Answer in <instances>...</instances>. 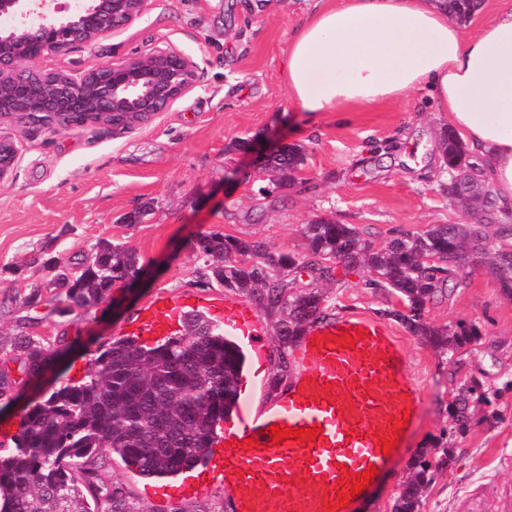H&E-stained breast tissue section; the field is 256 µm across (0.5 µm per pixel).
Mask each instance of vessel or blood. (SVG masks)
<instances>
[{
    "instance_id": "vessel-or-blood-1",
    "label": "vessel or blood",
    "mask_w": 512,
    "mask_h": 512,
    "mask_svg": "<svg viewBox=\"0 0 512 512\" xmlns=\"http://www.w3.org/2000/svg\"><path fill=\"white\" fill-rule=\"evenodd\" d=\"M186 317L179 301L146 305L137 328L143 341L177 334ZM213 325L259 344L253 310L244 304L212 305ZM360 327L364 338L354 347L324 343ZM298 365L294 385L277 401L259 410L239 403L237 422L218 437L212 469L222 471L231 512H319L323 503H337L343 471L358 473L376 466L392 471L394 457L384 456L378 435H391L393 420H417L420 387L408 367L403 348L391 328L361 314L318 319L294 346ZM315 428L314 443L284 440L273 444L271 428ZM254 439L244 447L245 439ZM303 484L288 492L292 473Z\"/></svg>"
}]
</instances>
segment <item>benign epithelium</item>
<instances>
[{
  "mask_svg": "<svg viewBox=\"0 0 512 512\" xmlns=\"http://www.w3.org/2000/svg\"><path fill=\"white\" fill-rule=\"evenodd\" d=\"M145 0H0V124L21 123L45 130L103 125L135 129L196 85L197 66L171 48L128 57L108 67L73 75L33 63L84 48L132 26ZM90 84L87 100L76 88Z\"/></svg>",
  "mask_w": 512,
  "mask_h": 512,
  "instance_id": "1",
  "label": "benign epithelium"
}]
</instances>
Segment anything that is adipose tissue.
Masks as SVG:
<instances>
[{
    "label": "adipose tissue",
    "mask_w": 512,
    "mask_h": 512,
    "mask_svg": "<svg viewBox=\"0 0 512 512\" xmlns=\"http://www.w3.org/2000/svg\"><path fill=\"white\" fill-rule=\"evenodd\" d=\"M285 81L315 115L426 89L512 207V0L473 30L433 0H322L291 39Z\"/></svg>",
    "instance_id": "obj_1"
}]
</instances>
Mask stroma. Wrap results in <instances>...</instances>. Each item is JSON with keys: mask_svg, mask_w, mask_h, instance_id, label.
Segmentation results:
<instances>
[{"mask_svg": "<svg viewBox=\"0 0 512 512\" xmlns=\"http://www.w3.org/2000/svg\"><path fill=\"white\" fill-rule=\"evenodd\" d=\"M318 3L147 0L139 21L94 49L39 60L40 68L74 72L171 46L196 63V85L130 131L0 127L19 149L10 178L0 183V369L13 381L12 392L0 397V423H19L35 402L80 379L105 344L134 329L151 300L177 294L199 311L215 299L242 302V295L202 284L204 267L189 245L211 232L260 239L299 256L302 268L282 279L298 290H320L323 317L358 312L376 319L382 310H403L400 298L369 287L365 269L330 261L318 270L303 228L331 218L381 249L405 232L467 221L468 210L448 196L441 159L448 117L423 90L322 117L294 106L284 82L288 45ZM281 144L298 145L305 156L284 181L265 165ZM101 239L135 250L142 280L113 289L92 312L60 315L42 252L74 260ZM454 282L427 304L425 317L436 326L473 322L482 338L448 360L389 319L420 381L419 416L393 472L355 503V512H391L417 449L447 427L456 389L473 378L488 382L512 373V297L503 295L491 263L457 268ZM33 293L41 301L31 306L26 299ZM254 310L264 346L244 345L241 390L259 403L285 392L296 366L276 336V314L259 304ZM18 336L66 354L42 379L28 380L14 361L11 343ZM455 457L435 477L419 512H512V393L494 418L456 438ZM96 465L136 512H226L223 473L211 474L208 491L184 498L173 495V480L167 495H154L119 456Z\"/></svg>", "mask_w": 512, "mask_h": 512, "instance_id": "stroma-1", "label": "stroma"}]
</instances>
